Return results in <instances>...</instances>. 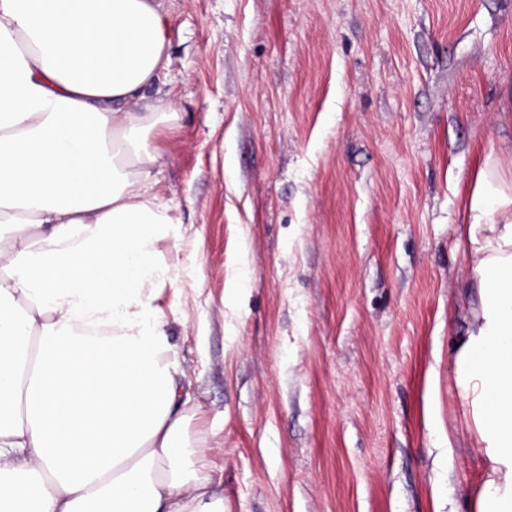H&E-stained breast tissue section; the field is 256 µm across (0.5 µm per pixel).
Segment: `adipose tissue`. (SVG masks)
Segmentation results:
<instances>
[{"label": "adipose tissue", "mask_w": 512, "mask_h": 512, "mask_svg": "<svg viewBox=\"0 0 512 512\" xmlns=\"http://www.w3.org/2000/svg\"><path fill=\"white\" fill-rule=\"evenodd\" d=\"M163 0H0V512H224L187 464L191 395L148 291L146 137L172 103ZM458 238L470 327L450 365L490 468L477 512H512V178L485 158Z\"/></svg>", "instance_id": "1"}]
</instances>
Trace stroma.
<instances>
[{"label": "stroma", "mask_w": 512, "mask_h": 512, "mask_svg": "<svg viewBox=\"0 0 512 512\" xmlns=\"http://www.w3.org/2000/svg\"><path fill=\"white\" fill-rule=\"evenodd\" d=\"M157 302L224 512H476L457 237L512 166V0H165Z\"/></svg>", "instance_id": "stroma-1"}]
</instances>
